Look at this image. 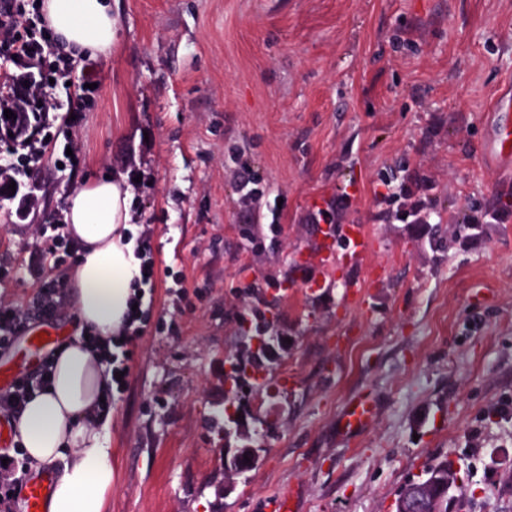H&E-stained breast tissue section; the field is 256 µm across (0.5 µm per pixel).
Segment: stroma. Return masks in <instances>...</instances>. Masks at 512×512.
Instances as JSON below:
<instances>
[{"mask_svg":"<svg viewBox=\"0 0 512 512\" xmlns=\"http://www.w3.org/2000/svg\"><path fill=\"white\" fill-rule=\"evenodd\" d=\"M118 42L74 127L0 200V298L29 304L76 261L66 209L86 180L129 183L154 277L106 432L105 512H396L441 460L448 512H512V205L484 159L512 79V0H115ZM73 156L63 160L61 147ZM258 190L245 207L238 175ZM431 184L430 221L376 193ZM334 211L375 241L315 291L287 288ZM279 231H271V221ZM258 237L250 243L248 234ZM64 258L33 263L46 238ZM358 293L349 291V284ZM289 343L264 392L241 393L258 461L225 491L224 357L240 314ZM375 407L351 436L341 415ZM372 415V406L368 398L358 396L345 408L342 415V429L346 434L365 428Z\"/></svg>","mask_w":512,"mask_h":512,"instance_id":"stroma-1","label":"stroma"}]
</instances>
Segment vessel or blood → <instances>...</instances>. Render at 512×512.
<instances>
[{"instance_id":"obj_1","label":"vessel or blood","mask_w":512,"mask_h":512,"mask_svg":"<svg viewBox=\"0 0 512 512\" xmlns=\"http://www.w3.org/2000/svg\"><path fill=\"white\" fill-rule=\"evenodd\" d=\"M488 160L503 166L512 165V128L506 123L496 122L494 137L486 148ZM323 242L309 262L313 273L304 277L300 285L304 288L321 287L322 274L335 267L340 251H347L350 257L362 259L374 249V240L363 225L345 224L322 228ZM63 332L56 322L38 321L35 326L25 330L22 338L26 346L27 358L13 365L0 364V387L13 386L25 378L30 370L37 367L58 346ZM372 415V406L368 398L360 396L352 400L342 415V429L351 434L365 428ZM53 477L43 472L30 476L24 485L26 512H46L45 506L52 489Z\"/></svg>"}]
</instances>
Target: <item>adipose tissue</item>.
Returning a JSON list of instances; mask_svg holds the SVG:
<instances>
[{
	"label": "adipose tissue",
	"instance_id": "adipose-tissue-1",
	"mask_svg": "<svg viewBox=\"0 0 512 512\" xmlns=\"http://www.w3.org/2000/svg\"><path fill=\"white\" fill-rule=\"evenodd\" d=\"M41 11L74 57L111 55L112 0H44ZM131 198L127 186L102 179L84 184L68 199L67 230L79 252L67 285L80 321L102 339L124 326L140 277ZM110 383L100 354L82 339L69 341L55 355L50 383L31 398L15 425L32 462L64 463L47 512H104L112 490V450L97 428L96 410Z\"/></svg>",
	"mask_w": 512,
	"mask_h": 512
}]
</instances>
